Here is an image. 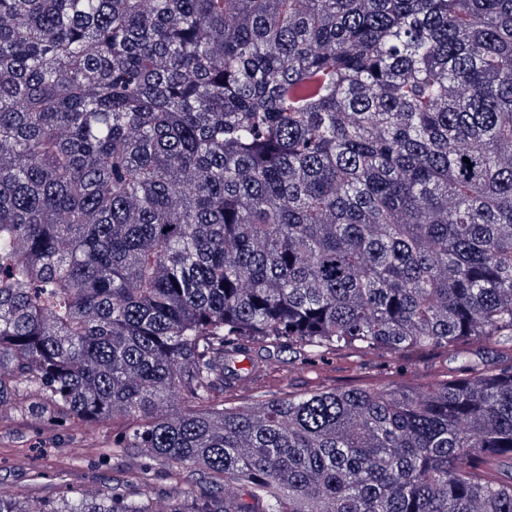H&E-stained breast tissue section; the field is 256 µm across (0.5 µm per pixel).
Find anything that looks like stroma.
Segmentation results:
<instances>
[{
    "mask_svg": "<svg viewBox=\"0 0 512 512\" xmlns=\"http://www.w3.org/2000/svg\"><path fill=\"white\" fill-rule=\"evenodd\" d=\"M123 427V420L116 419L89 430L17 408L0 419V488L33 506L77 487L108 490L133 461L116 456L102 463L97 450L111 446L113 434Z\"/></svg>",
    "mask_w": 512,
    "mask_h": 512,
    "instance_id": "obj_1",
    "label": "stroma"
}]
</instances>
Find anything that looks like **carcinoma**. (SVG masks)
Listing matches in <instances>:
<instances>
[{
	"instance_id": "1",
	"label": "carcinoma",
	"mask_w": 512,
	"mask_h": 512,
	"mask_svg": "<svg viewBox=\"0 0 512 512\" xmlns=\"http://www.w3.org/2000/svg\"><path fill=\"white\" fill-rule=\"evenodd\" d=\"M22 399L139 492L0 512H512V0H0Z\"/></svg>"
}]
</instances>
